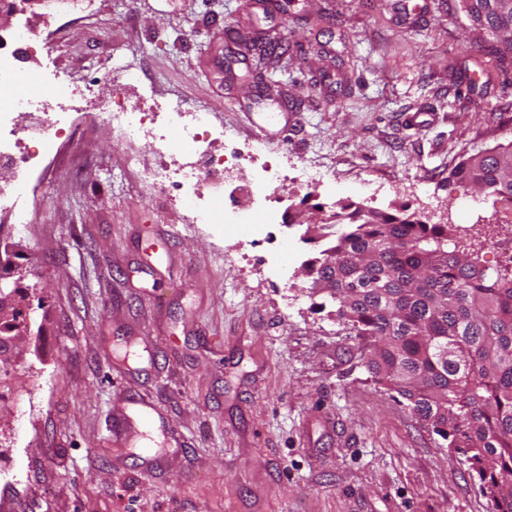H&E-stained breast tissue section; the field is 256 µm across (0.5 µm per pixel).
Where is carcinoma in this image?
<instances>
[{
	"mask_svg": "<svg viewBox=\"0 0 512 512\" xmlns=\"http://www.w3.org/2000/svg\"><path fill=\"white\" fill-rule=\"evenodd\" d=\"M470 26L512 53V0H458ZM452 175L512 204V142L479 151ZM307 267L312 298L371 342L367 369L406 399L419 421L448 441L478 479L492 512H512V275L487 272L446 224L365 214L354 204ZM329 282L334 288H314ZM16 356H0V391Z\"/></svg>",
	"mask_w": 512,
	"mask_h": 512,
	"instance_id": "1",
	"label": "carcinoma"
}]
</instances>
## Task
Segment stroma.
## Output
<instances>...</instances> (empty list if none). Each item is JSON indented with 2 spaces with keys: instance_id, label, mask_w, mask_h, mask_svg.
Returning a JSON list of instances; mask_svg holds the SVG:
<instances>
[{
  "instance_id": "obj_1",
  "label": "stroma",
  "mask_w": 512,
  "mask_h": 512,
  "mask_svg": "<svg viewBox=\"0 0 512 512\" xmlns=\"http://www.w3.org/2000/svg\"><path fill=\"white\" fill-rule=\"evenodd\" d=\"M37 0L16 28L48 36L24 58L23 93L94 80L36 173L29 223L0 214L26 272L34 328L19 387L0 403V512H491L463 457L367 370L369 349L307 292V205L451 225L495 270L491 196L451 171L512 143V54L473 34L457 0ZM134 62L137 79L96 81ZM121 98L167 123L176 101L209 115L198 153L263 152L328 171L291 180L266 241L190 223L182 190L145 173L172 145L96 121ZM298 115L267 126L279 105ZM139 163L128 167L129 155ZM149 403L177 428L161 466L112 439L115 413Z\"/></svg>"
}]
</instances>
